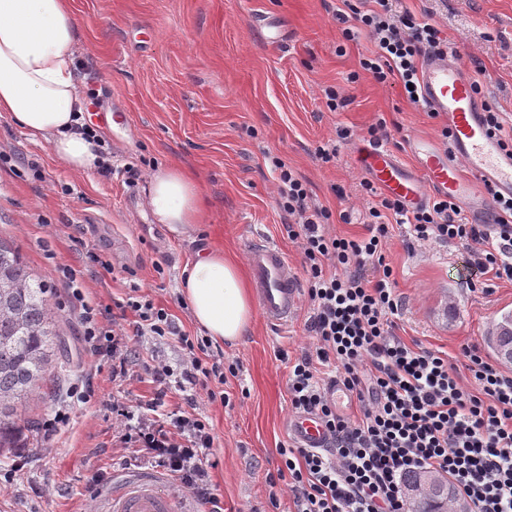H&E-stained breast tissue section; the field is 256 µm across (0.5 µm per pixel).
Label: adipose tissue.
I'll list each match as a JSON object with an SVG mask.
<instances>
[{
  "label": "adipose tissue",
  "mask_w": 512,
  "mask_h": 512,
  "mask_svg": "<svg viewBox=\"0 0 512 512\" xmlns=\"http://www.w3.org/2000/svg\"><path fill=\"white\" fill-rule=\"evenodd\" d=\"M77 45L71 0H0V112L46 141L54 160L83 173L101 155L97 138L82 129L86 98L76 77ZM145 206L157 224L199 223V182L181 167H158L148 176ZM181 291L213 341L234 343L250 329L252 297L238 262L223 251L197 252Z\"/></svg>",
  "instance_id": "1"
}]
</instances>
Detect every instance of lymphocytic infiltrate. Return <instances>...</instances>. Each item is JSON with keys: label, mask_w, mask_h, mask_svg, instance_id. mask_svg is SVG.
Instances as JSON below:
<instances>
[{"label": "lymphocytic infiltrate", "mask_w": 512, "mask_h": 512, "mask_svg": "<svg viewBox=\"0 0 512 512\" xmlns=\"http://www.w3.org/2000/svg\"><path fill=\"white\" fill-rule=\"evenodd\" d=\"M364 10L343 0L337 13L342 34L366 32L374 43L362 70L378 83L404 85L418 103V64L432 50L447 48L437 23L396 8L397 0H372ZM367 194L377 195L372 183ZM278 194L294 216L288 236L302 254L310 314L305 327L312 347L290 365L288 397L297 413L317 416L330 446L318 452L297 445L281 448L279 478L292 494V512H411L405 493L408 472L448 476L469 512H512V373L491 362L480 347L462 350V363L447 354L406 344L393 318L401 306L394 271L386 261L390 223L405 224L416 243L455 241L467 246L481 274L512 281V200L496 199L492 223L475 224L454 200L430 196L406 211L377 195L365 236L342 237L329 230L330 213L316 202L289 168H281ZM72 296L92 355L120 359L121 317L104 314ZM136 335L176 337L180 370L162 361L150 373L165 398L172 377L208 384L216 399L227 383L224 352L179 331L165 309L129 296ZM342 390L356 410L340 413L332 397ZM127 441L137 460L162 468L179 491L222 512L210 479L213 437L202 419L185 412L161 424L135 428Z\"/></svg>", "instance_id": "1"}]
</instances>
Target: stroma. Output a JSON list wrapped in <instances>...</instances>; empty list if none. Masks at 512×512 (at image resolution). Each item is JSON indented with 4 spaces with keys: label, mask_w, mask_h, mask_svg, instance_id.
Here are the masks:
<instances>
[{
    "label": "stroma",
    "mask_w": 512,
    "mask_h": 512,
    "mask_svg": "<svg viewBox=\"0 0 512 512\" xmlns=\"http://www.w3.org/2000/svg\"><path fill=\"white\" fill-rule=\"evenodd\" d=\"M417 17L432 16L467 73L482 69L485 97L512 124V0H400ZM341 0H73L78 26L77 77L90 104L86 123L100 138L108 168L83 174L55 161L7 113L0 112V229L49 285L64 344L46 392L21 416L17 448L0 450V512H94L95 473L120 479L150 472L133 465L121 439L122 413L146 423L194 408L214 437L212 483L224 512H291L284 483H271L278 450L291 435L288 359L311 347L307 300L287 325L255 314L248 336L224 346L235 377L229 403L203 389L169 391L147 373L154 359L178 367L176 339L126 338L125 372L90 355L78 309L61 277L70 269L89 305L117 307L132 288L165 308L199 336L180 291L184 266L203 247H220L245 261L244 241L278 242L294 270L302 255L288 237L278 203L274 161L306 182L331 213V229L347 237L367 232L372 203L359 150L385 120L389 146L407 156L408 142L441 143L443 121L410 103L399 84L377 83L359 61L374 49L367 35L347 42L336 20ZM281 23L284 43L268 42L263 23ZM346 100L326 108V93ZM112 115L101 121L99 112ZM347 138H340V131ZM337 155L322 162L321 146ZM177 165L200 182L203 219L186 234L151 223L143 208L147 178ZM135 177H128L127 169ZM386 257L402 310L395 321L405 343L457 359L467 345H484L501 315L512 312V282L491 292L471 290L478 279L470 252L455 242L408 245L394 227ZM109 260L104 272L99 259ZM287 360H280L279 351ZM86 400L72 398V391ZM68 412L44 441L56 406Z\"/></svg>",
    "instance_id": "obj_1"
}]
</instances>
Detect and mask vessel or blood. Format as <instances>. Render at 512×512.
<instances>
[{
  "label": "vessel or blood",
  "mask_w": 512,
  "mask_h": 512,
  "mask_svg": "<svg viewBox=\"0 0 512 512\" xmlns=\"http://www.w3.org/2000/svg\"><path fill=\"white\" fill-rule=\"evenodd\" d=\"M421 105L443 117L451 134L450 152L439 151L432 143L416 140L409 151L413 164H406L389 146L378 145L361 157L373 183L387 195L408 206L423 203L428 192L464 201L469 215L487 223L494 203L485 197L479 184L490 182L497 193L512 198V155L502 150L499 139L483 121L478 95L465 67L451 51L426 55L419 73ZM469 177H462V170ZM260 309L273 325L287 323L294 313L301 282L278 243L258 238L247 248ZM291 430L306 448L327 445L320 421L311 415L294 417ZM98 512H179L174 496L162 489L154 475H140L110 483Z\"/></svg>",
  "instance_id": "obj_1"
}]
</instances>
